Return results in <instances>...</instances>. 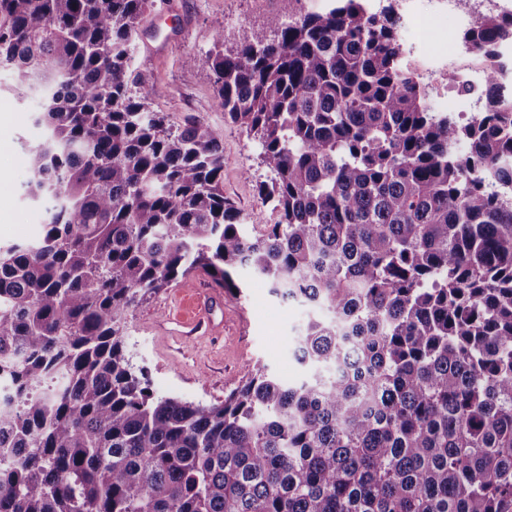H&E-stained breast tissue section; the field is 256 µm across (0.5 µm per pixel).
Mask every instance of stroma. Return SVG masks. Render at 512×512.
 Wrapping results in <instances>:
<instances>
[{
	"instance_id": "35a3bbf8",
	"label": "stroma",
	"mask_w": 512,
	"mask_h": 512,
	"mask_svg": "<svg viewBox=\"0 0 512 512\" xmlns=\"http://www.w3.org/2000/svg\"><path fill=\"white\" fill-rule=\"evenodd\" d=\"M330 0H154L141 19L134 41L133 67L154 84L151 111L164 116L167 125L183 126L202 120L221 135L224 147V194L240 211L244 223L263 229L276 223L272 204L262 202L258 185L267 175L259 159L257 142L225 118L206 57L216 38L225 50L246 41L270 36L269 18L295 17L327 10ZM463 29L454 16L434 20L421 17L415 28H401L404 45L421 54L451 50L460 43ZM12 75L0 69V105L12 114L0 125V140L9 146L8 161L0 160V245L8 246L36 237L46 219L43 206L26 193L27 157L42 138L34 123L40 100H16ZM241 295L225 294L230 316H243L242 331L195 340L178 335L174 323L179 294L186 286L211 287V280L194 273L184 281L146 295L131 311L126 345L136 366L146 368L154 393L213 405L222 403L232 380L255 362H263L288 380L301 369L292 356V341L309 318L301 303L272 295L249 271L238 273Z\"/></svg>"
}]
</instances>
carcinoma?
I'll list each match as a JSON object with an SVG mask.
<instances>
[{
  "label": "carcinoma",
  "instance_id": "carcinoma-1",
  "mask_svg": "<svg viewBox=\"0 0 512 512\" xmlns=\"http://www.w3.org/2000/svg\"><path fill=\"white\" fill-rule=\"evenodd\" d=\"M395 0H336L207 56L261 146L280 219L246 233L224 147L149 110L131 66L153 0H0V68L41 97L35 239L0 247V512H512V13L461 36L492 69L465 119L401 66ZM468 149L459 153L456 146ZM313 310L293 383L158 396L128 317L239 270Z\"/></svg>",
  "mask_w": 512,
  "mask_h": 512
}]
</instances>
